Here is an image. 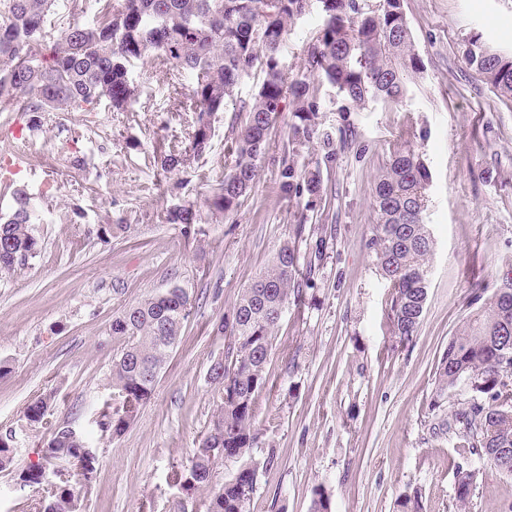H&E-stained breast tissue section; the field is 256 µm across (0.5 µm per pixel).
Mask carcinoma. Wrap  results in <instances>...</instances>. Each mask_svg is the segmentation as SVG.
<instances>
[{
    "instance_id": "cac0c4a2",
    "label": "carcinoma",
    "mask_w": 512,
    "mask_h": 512,
    "mask_svg": "<svg viewBox=\"0 0 512 512\" xmlns=\"http://www.w3.org/2000/svg\"><path fill=\"white\" fill-rule=\"evenodd\" d=\"M102 4L92 24L76 21L91 4ZM67 13L52 57L43 61L37 48L50 36L45 19L52 8ZM321 24L304 48L302 71L288 75L281 48L290 26L312 9ZM463 57L482 81L501 98L512 101V55L499 54L478 35L464 40ZM156 59L171 66L175 79L189 72L194 131L189 148L166 153L167 171H187L191 159L211 148L214 118L231 110L234 159L207 199L213 216H227L255 183L258 161L268 135L284 106H291L288 143L320 144L323 161H333L336 139L316 123L323 83L336 88L348 112L365 101L399 103L423 70L414 49L403 0H0V112L89 111L101 101L124 111L135 97L121 99L122 89L134 85L131 67ZM262 74L249 99L232 100L241 82ZM279 184L288 197L307 192L320 196V171L298 168L284 157L278 166ZM429 172L410 149L393 152L375 186L374 263L392 288L390 319L400 343L418 330L428 293V264L433 239L425 222ZM31 197L16 191L14 207L0 215V272L29 264L36 254L31 225L38 221ZM306 217L293 225V240L280 245L273 258L245 288L232 311L217 324L224 335V354L213 356L209 371L223 370L207 435L195 448L190 465L176 481L190 489L207 481L219 455L238 463L205 504V512H250L258 477L276 460L275 449L260 448L256 426V397L269 377L267 365L276 331L289 301H302L296 280ZM170 224L195 232L202 223L193 205L168 211ZM193 308L188 292L174 286L130 306L112 320V336L122 340L112 359L109 384L117 401L107 399L96 409L88 433L72 422L51 424L55 395L39 396L23 415L27 428L52 425L44 448V463L21 471L30 486L52 475L51 490L35 503L36 512H83L99 462L92 434L111 439L123 434L151 399L167 360L177 345L183 323ZM465 381L472 403L455 413L463 426L467 448L478 460L496 468L500 449H512V263L504 265L499 285L470 317L462 335L448 343L438 366L440 393ZM13 432L0 434V466L14 462ZM475 485V470L456 471V507L466 512ZM397 512H426L421 493L397 499Z\"/></svg>"
}]
</instances>
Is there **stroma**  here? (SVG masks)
Wrapping results in <instances>:
<instances>
[{"instance_id": "obj_1", "label": "stroma", "mask_w": 512, "mask_h": 512, "mask_svg": "<svg viewBox=\"0 0 512 512\" xmlns=\"http://www.w3.org/2000/svg\"><path fill=\"white\" fill-rule=\"evenodd\" d=\"M423 72L399 104L341 112L323 85L322 128L351 126L332 163L317 167L318 144L297 147L298 166L320 168L322 198H289L278 162L288 142L283 112L266 142L260 176L229 216L185 237L169 208L205 209L212 185L231 167L232 115L218 113L212 147L188 175L167 172L162 152L184 150L192 113L172 118L162 69L138 66L126 112L101 102L72 112L65 128L43 115L24 118L21 139L0 140V159L24 151L28 166L0 174V212L24 189L40 219L37 254L15 273L0 272V434L16 433L13 464L0 469V512H31L34 488L20 472L40 464L49 432L22 427L28 404L54 393L52 420L88 426L111 393L119 347L110 327L125 308L178 285L194 307L151 400L120 437L96 443L99 466L85 512H204L235 469L217 459L207 482L184 490L171 477L190 463L216 410L207 372L224 348L215 325L243 288L292 236L315 261L307 300L289 305L259 392L261 445L274 466L260 474L250 512H311L323 490L331 512H396L397 498L421 492L429 512H457L455 476L474 458L445 426V412L467 408L466 384L442 393L437 368L451 339L492 295L512 260V102L500 100L465 62L464 38L512 53V0H403ZM410 147L430 172L427 224L434 240L424 313L412 342L390 321L391 290L371 249L378 177L391 154ZM81 167H73V157ZM182 189H174L177 179ZM123 222L128 232L98 237ZM441 399L442 411L432 410ZM468 512H512V475L479 464Z\"/></svg>"}]
</instances>
